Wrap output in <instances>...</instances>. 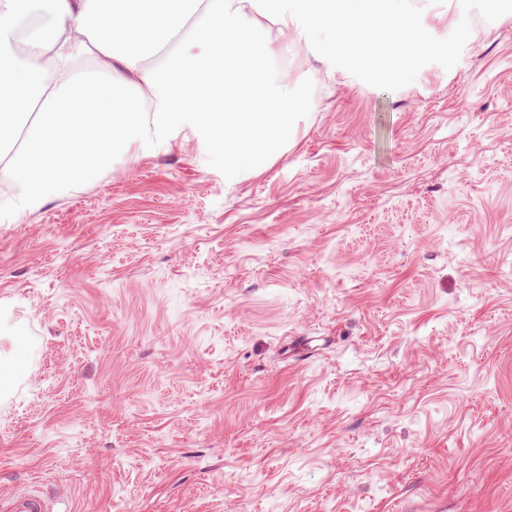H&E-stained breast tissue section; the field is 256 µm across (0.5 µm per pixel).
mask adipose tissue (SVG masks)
Listing matches in <instances>:
<instances>
[{"mask_svg":"<svg viewBox=\"0 0 512 512\" xmlns=\"http://www.w3.org/2000/svg\"><path fill=\"white\" fill-rule=\"evenodd\" d=\"M0 0V177L31 204L89 181L117 152L188 129L233 182L293 139L298 99L278 81L276 39L294 14L330 31L326 52L419 53L406 0ZM274 18L278 38L255 27ZM95 62L97 80L74 67Z\"/></svg>","mask_w":512,"mask_h":512,"instance_id":"adipose-tissue-1","label":"adipose tissue"}]
</instances>
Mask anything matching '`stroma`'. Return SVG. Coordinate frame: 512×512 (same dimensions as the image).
Listing matches in <instances>:
<instances>
[{
	"instance_id": "35a3bbf8",
	"label": "stroma",
	"mask_w": 512,
	"mask_h": 512,
	"mask_svg": "<svg viewBox=\"0 0 512 512\" xmlns=\"http://www.w3.org/2000/svg\"><path fill=\"white\" fill-rule=\"evenodd\" d=\"M410 67L320 50L228 183L191 132L0 207V508L512 512V0H409ZM9 512H56L42 495L29 493L15 496Z\"/></svg>"
}]
</instances>
